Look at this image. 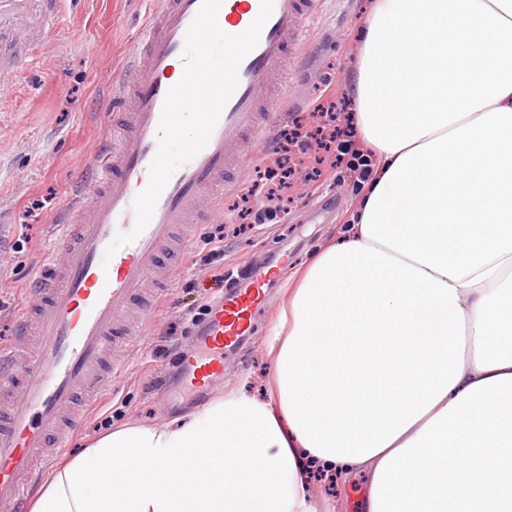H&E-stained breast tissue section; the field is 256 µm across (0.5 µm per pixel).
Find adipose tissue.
Wrapping results in <instances>:
<instances>
[{"instance_id":"obj_1","label":"adipose tissue","mask_w":512,"mask_h":512,"mask_svg":"<svg viewBox=\"0 0 512 512\" xmlns=\"http://www.w3.org/2000/svg\"><path fill=\"white\" fill-rule=\"evenodd\" d=\"M350 95L375 172L264 396L101 435L31 512H319L314 469L360 512H512V0H371Z\"/></svg>"}]
</instances>
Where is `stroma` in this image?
<instances>
[{
	"label": "stroma",
	"mask_w": 512,
	"mask_h": 512,
	"mask_svg": "<svg viewBox=\"0 0 512 512\" xmlns=\"http://www.w3.org/2000/svg\"><path fill=\"white\" fill-rule=\"evenodd\" d=\"M368 0H319L308 21L307 45L288 59V88L268 147L293 123H320L317 106L325 84L337 103L348 100L346 82ZM153 0H63L57 33L41 40L18 82L0 92V346L11 345L17 321L30 302L29 286L45 254L57 243L56 222L67 201L91 179L97 153L106 146L107 106L137 46ZM302 174L288 189V211L257 223L242 209V189L260 182L266 159L250 162L239 186L206 209L204 224L180 261L167 291L156 295L139 325L135 350L121 349L120 379L86 409L73 447L88 444L107 426L139 422L161 426L173 417L223 397L242 380L264 391L273 361L266 336L280 292L315 247H327L363 192L356 174L338 166L334 176L314 178L322 153L293 147ZM224 231V254L212 255L209 239ZM272 279L252 330L224 353V377L208 393L171 400L187 352L211 304L264 274Z\"/></svg>",
	"instance_id": "1"
}]
</instances>
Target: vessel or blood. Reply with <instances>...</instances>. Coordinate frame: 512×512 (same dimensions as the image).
Instances as JSON below:
<instances>
[{
  "instance_id": "vessel-or-blood-1",
  "label": "vessel or blood",
  "mask_w": 512,
  "mask_h": 512,
  "mask_svg": "<svg viewBox=\"0 0 512 512\" xmlns=\"http://www.w3.org/2000/svg\"><path fill=\"white\" fill-rule=\"evenodd\" d=\"M62 0H0V83H13L30 28L57 29ZM202 0H158L130 56L129 77L113 91L123 102L108 126V146L94 160L88 189L67 204L60 244L50 249L37 278L39 303L22 317L13 344L0 350V512H25L43 465L70 446L83 412L78 401L111 389L121 373L109 364L112 342L128 303L143 292L164 250L193 241L190 223L203 201L224 192L231 148L248 159L278 105L268 88L305 39L304 16L316 0H274L257 47L239 66V84L206 147L162 191L154 215L132 244L104 253L117 232L136 223L133 203L149 183L162 108L181 60L186 32ZM260 0H223L226 33L245 31ZM265 297L262 283L231 292L210 308L185 362L182 382L198 394L224 371V349L252 327Z\"/></svg>"
}]
</instances>
